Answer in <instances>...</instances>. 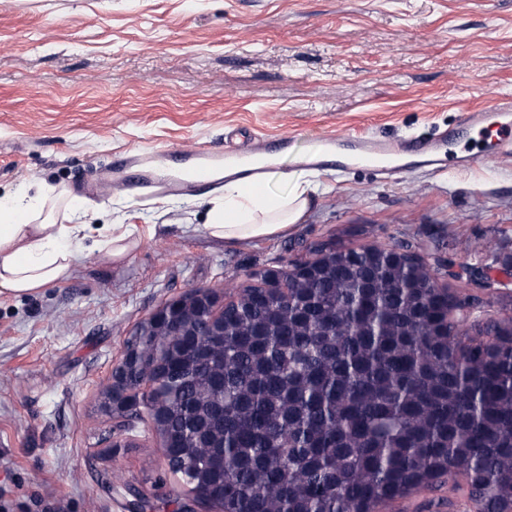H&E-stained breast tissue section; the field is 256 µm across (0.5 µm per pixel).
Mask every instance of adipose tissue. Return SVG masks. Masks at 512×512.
<instances>
[{
	"label": "adipose tissue",
	"mask_w": 512,
	"mask_h": 512,
	"mask_svg": "<svg viewBox=\"0 0 512 512\" xmlns=\"http://www.w3.org/2000/svg\"><path fill=\"white\" fill-rule=\"evenodd\" d=\"M317 191V184L303 177L284 197L250 194L240 181L228 180L209 202L204 229L227 242L285 233L302 219ZM47 202L42 191L0 198V297L33 295L72 274L89 229L85 212L74 198L58 219Z\"/></svg>",
	"instance_id": "ef3b65f1"
}]
</instances>
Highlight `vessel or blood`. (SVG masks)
<instances>
[{"label":"vessel or blood","instance_id":"vessel-or-blood-1","mask_svg":"<svg viewBox=\"0 0 512 512\" xmlns=\"http://www.w3.org/2000/svg\"><path fill=\"white\" fill-rule=\"evenodd\" d=\"M464 122L477 129L482 140L492 141L498 153L512 157V97L496 99L490 107L468 110L464 113ZM285 138H265L253 136L248 141L234 144L226 143L223 152L217 153L209 148L197 149L193 163L184 180L168 184L171 192H179L212 182L218 168H225L252 192L262 191L264 183L259 169L253 168V159L279 150L285 145ZM458 139L453 131L436 133L426 140H387L370 136H350L347 134L327 133L318 138V152L312 156L313 164H322L325 157L343 155L350 164L365 165L387 174L404 173L405 159L416 157L432 170L441 168L451 146Z\"/></svg>","mask_w":512,"mask_h":512}]
</instances>
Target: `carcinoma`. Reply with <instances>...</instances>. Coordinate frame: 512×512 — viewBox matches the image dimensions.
<instances>
[{"label":"carcinoma","instance_id":"cac0c4a2","mask_svg":"<svg viewBox=\"0 0 512 512\" xmlns=\"http://www.w3.org/2000/svg\"><path fill=\"white\" fill-rule=\"evenodd\" d=\"M220 312L132 335L127 383L187 495L216 512H379L450 481L512 512V318L471 322L409 246L330 238Z\"/></svg>","mask_w":512,"mask_h":512}]
</instances>
